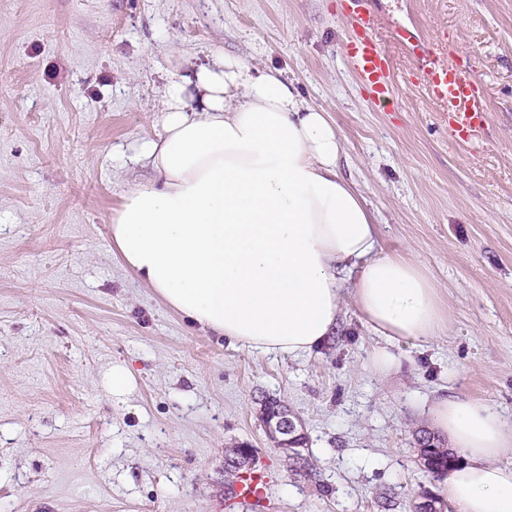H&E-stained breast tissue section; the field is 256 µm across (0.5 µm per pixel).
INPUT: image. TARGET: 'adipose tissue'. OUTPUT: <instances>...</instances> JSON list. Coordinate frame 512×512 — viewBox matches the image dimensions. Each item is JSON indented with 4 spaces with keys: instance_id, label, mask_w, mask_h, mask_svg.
Wrapping results in <instances>:
<instances>
[{
    "instance_id": "1",
    "label": "adipose tissue",
    "mask_w": 512,
    "mask_h": 512,
    "mask_svg": "<svg viewBox=\"0 0 512 512\" xmlns=\"http://www.w3.org/2000/svg\"><path fill=\"white\" fill-rule=\"evenodd\" d=\"M161 130L135 161L151 177L109 219L124 264L171 308L259 355L313 353L352 300L382 339L377 371L400 342L444 327L439 290L414 261L384 254L362 192L340 174L329 112L282 71L214 54L162 90ZM433 422L458 459L442 493L459 512H512V425L487 404L441 398Z\"/></svg>"
}]
</instances>
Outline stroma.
Segmentation results:
<instances>
[{
    "instance_id": "stroma-1",
    "label": "stroma",
    "mask_w": 512,
    "mask_h": 512,
    "mask_svg": "<svg viewBox=\"0 0 512 512\" xmlns=\"http://www.w3.org/2000/svg\"><path fill=\"white\" fill-rule=\"evenodd\" d=\"M394 70L374 104L342 0H0V512H415L440 479L417 438L444 396L512 422V0H370ZM473 73L489 119L469 143L425 94L410 48ZM280 69L331 112L343 175L387 254L436 283L440 336L375 372L352 304L315 353L263 356L170 309L125 267L108 215L160 130V92L213 54ZM126 366L134 384L112 394ZM298 417L313 471L265 434ZM254 448L270 502H234L224 456Z\"/></svg>"
}]
</instances>
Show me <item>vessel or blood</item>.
I'll return each mask as SVG.
<instances>
[{"instance_id":"1","label":"vessel or blood","mask_w":512,"mask_h":512,"mask_svg":"<svg viewBox=\"0 0 512 512\" xmlns=\"http://www.w3.org/2000/svg\"><path fill=\"white\" fill-rule=\"evenodd\" d=\"M348 6L357 18V32L347 45L348 53L372 100L378 104L387 102L391 98L392 72L378 34L376 18L367 7V0H349ZM406 41L425 74L426 92L448 108L449 134L462 141L471 139L488 119L484 99L474 92L475 77L438 65L433 53L424 51L414 36H407ZM233 494L243 505H254L267 499L269 479L266 472L260 468L243 470L235 482Z\"/></svg>"}]
</instances>
